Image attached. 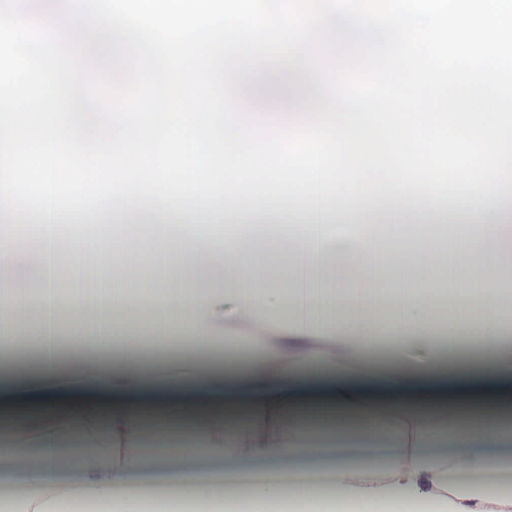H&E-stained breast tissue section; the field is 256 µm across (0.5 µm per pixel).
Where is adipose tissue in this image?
<instances>
[{"mask_svg": "<svg viewBox=\"0 0 512 512\" xmlns=\"http://www.w3.org/2000/svg\"><path fill=\"white\" fill-rule=\"evenodd\" d=\"M36 179L42 230L25 249L42 286L0 293V307L38 318L0 325V351L34 344L39 385L0 379V459L27 462L24 493L1 498L0 512H512V484L492 480L506 467L499 447L512 444V287L467 274L512 259V199L466 197L487 237L449 251L458 275L446 281L424 275L420 239L408 274L394 277L402 250L383 252L374 212L340 238L325 221L338 200L308 204L304 223L273 228L285 288L259 270L236 207L191 206L172 251L194 273L223 258V291L118 288L105 298L111 321L66 322L56 269L77 251L54 222L63 181L52 165ZM220 223L234 234L217 235ZM340 260L372 273L326 285L321 269ZM160 300L170 309L153 336L127 322V307ZM148 341L164 364L134 361ZM467 341L483 349L478 363L447 358ZM355 435L369 442L357 457L309 467ZM199 458L266 470L185 468ZM147 472L188 490L135 491Z\"/></svg>", "mask_w": 512, "mask_h": 512, "instance_id": "ef3b65f1", "label": "adipose tissue"}]
</instances>
